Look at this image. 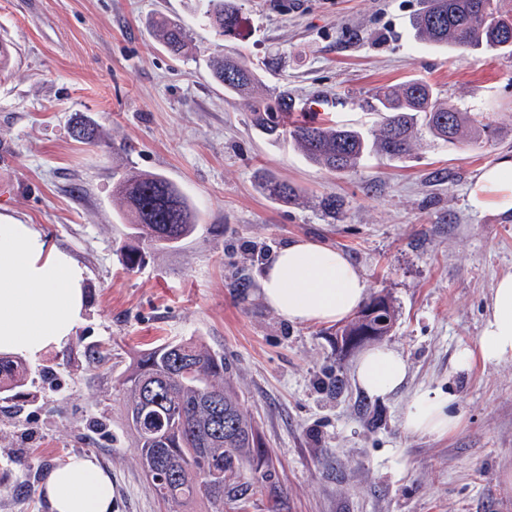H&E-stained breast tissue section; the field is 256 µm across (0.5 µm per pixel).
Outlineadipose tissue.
I'll return each mask as SVG.
<instances>
[{
    "label": "adipose tissue",
    "mask_w": 512,
    "mask_h": 512,
    "mask_svg": "<svg viewBox=\"0 0 512 512\" xmlns=\"http://www.w3.org/2000/svg\"><path fill=\"white\" fill-rule=\"evenodd\" d=\"M480 210L512 211V157L485 168L470 192ZM86 269L68 252L48 245L31 224L0 222V353L35 359L65 344L82 320ZM266 305L297 324L339 322L355 312L366 282L347 256L308 239L289 241L267 259L258 277ZM512 360V273L496 283L476 349L457 355L460 367L474 361ZM407 375L404 358L392 348L366 350L355 366L357 384L382 396ZM452 394L415 392L404 411L413 434L443 436L457 420ZM41 491L52 512H112V480L87 456H72L45 474Z\"/></svg>",
    "instance_id": "ef3b65f1"
}]
</instances>
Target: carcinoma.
<instances>
[{
  "mask_svg": "<svg viewBox=\"0 0 512 512\" xmlns=\"http://www.w3.org/2000/svg\"><path fill=\"white\" fill-rule=\"evenodd\" d=\"M197 11L219 35L236 33L239 0H197ZM412 30L417 41L449 45L462 55L512 54V9L505 8L504 0H423ZM155 32L173 55L187 46V34L178 24L160 19ZM212 71L225 94L246 102L254 130L272 143L290 140L310 163L331 172L353 170L371 154L404 158L414 151L420 128L448 145L466 135L474 144L489 141L501 130L491 113L464 112L419 78L373 91L371 109L380 122L365 133L328 117L298 118L288 91L266 89L261 76L231 53L215 60ZM260 187L283 205L300 199L294 185L273 174L262 177ZM116 194L135 240L117 251L131 271L144 261L139 242L169 246L196 231L197 214L189 200L160 174L131 173L118 182ZM375 299L383 304L380 312L370 313L363 304L336 335L364 336L368 342L388 335L395 310L385 296ZM23 385V372L0 360V393ZM115 390L124 403L123 422L140 469L160 502L178 512H196L201 504L205 512H224L226 501L250 507L257 490L265 488V512H284L285 496L265 442L223 355L192 339L165 342L141 351ZM159 462L164 484L153 479Z\"/></svg>",
  "mask_w": 512,
  "mask_h": 512,
  "instance_id": "carcinoma-1",
  "label": "carcinoma"
}]
</instances>
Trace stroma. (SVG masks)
Segmentation results:
<instances>
[{"label": "stroma", "mask_w": 512, "mask_h": 512, "mask_svg": "<svg viewBox=\"0 0 512 512\" xmlns=\"http://www.w3.org/2000/svg\"><path fill=\"white\" fill-rule=\"evenodd\" d=\"M240 4L237 33L223 37L192 0H0L11 51L0 69V218L35 225L88 271L74 336L0 393V512H50L40 483L72 455L109 473L112 512H164L114 386L140 351L188 338L223 353L285 512H512V360L455 362L476 348L495 283L512 273V214L469 200L483 167L512 156V54L416 41L422 0ZM159 15L186 29L183 55L155 38ZM227 52L288 90L299 112L332 99L330 118L370 130L373 89L419 78L460 107L492 111L502 133L479 148L426 137L402 160L371 155L332 174L251 127L247 105L212 76ZM81 121L95 143L75 138ZM131 171L164 174L200 213L190 238L147 250L133 272L117 250L127 226L112 193ZM262 172L298 187L299 204L271 203ZM329 195L333 215L320 205ZM294 238L343 251L369 295L391 300L397 321L382 343L408 365L394 393L357 386L359 354L337 351L335 324H293L262 301V263ZM101 346L104 358L89 362ZM424 389L455 395L453 433L405 430V407Z\"/></svg>", "instance_id": "35a3bbf8"}]
</instances>
